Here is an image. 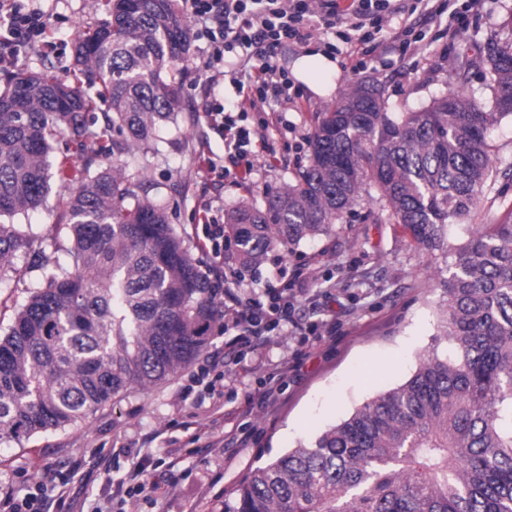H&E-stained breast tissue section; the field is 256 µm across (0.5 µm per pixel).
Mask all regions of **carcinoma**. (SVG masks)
Returning a JSON list of instances; mask_svg holds the SVG:
<instances>
[{"label": "carcinoma", "mask_w": 512, "mask_h": 512, "mask_svg": "<svg viewBox=\"0 0 512 512\" xmlns=\"http://www.w3.org/2000/svg\"><path fill=\"white\" fill-rule=\"evenodd\" d=\"M188 52L176 0H107L106 18L74 42L73 80L24 66L0 79V281L17 255L56 247L16 220L48 195L52 141L77 149L57 166L77 184L68 260L32 261L41 274L0 336V444L161 385L209 343L213 289L142 173L178 123ZM483 64L487 104L448 90L393 112L378 82L349 85L320 112L295 183L228 213L227 237L250 270L275 248L344 229L363 204L373 222L401 225L417 254L454 255L441 280L453 355L422 357L399 387L254 468L217 512H512V210L463 241L448 236L487 203L488 132L512 117V42L488 40Z\"/></svg>", "instance_id": "obj_1"}]
</instances>
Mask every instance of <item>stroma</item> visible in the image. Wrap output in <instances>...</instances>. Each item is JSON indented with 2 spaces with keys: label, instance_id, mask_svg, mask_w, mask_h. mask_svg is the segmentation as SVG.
I'll use <instances>...</instances> for the list:
<instances>
[{
  "label": "stroma",
  "instance_id": "35a3bbf8",
  "mask_svg": "<svg viewBox=\"0 0 512 512\" xmlns=\"http://www.w3.org/2000/svg\"><path fill=\"white\" fill-rule=\"evenodd\" d=\"M35 5L48 19L45 42L26 50L19 62L71 78V45L103 19V0H36ZM511 16L512 0H481L479 11L466 13L457 32L419 20L415 30L423 40L417 48L375 58L359 70L347 55H328L319 35L282 45L277 63L303 90L300 111L287 114L295 130L276 140L284 159H257L251 176L240 183H214L207 176L206 159L224 158V137L201 114L211 101H236L225 74L240 71L241 58L229 54L218 68L206 69L209 44L191 37L180 130L151 161L147 176L165 185L169 220L193 258L205 270L212 264L203 247L201 204L209 203L212 216L222 221L237 204L262 203L266 192L294 181L308 163V140L322 107L336 101L351 81H379L397 111L426 105L446 89L488 101L482 48L491 38L512 41L506 24ZM325 56L335 69L321 66ZM73 189L54 179L45 203L20 219L21 230L40 238L60 236V202ZM453 261L441 253L418 257L402 226L355 216L350 227L296 252L270 251L258 270L233 265L244 300L302 274L307 292L294 314L299 329L283 332L257 356L246 348L229 351L225 337L212 334L195 364H214L213 388L185 394L183 372L150 392L132 391L66 430L0 445V490L21 494L34 479L49 477L65 497L48 498L45 512H115L120 484L139 465L160 490L128 512H210L255 466L312 442L377 394L403 384L420 355L450 353L440 334L444 294L426 270ZM273 376L279 386L271 393L266 383ZM171 448L181 455L174 473L164 464Z\"/></svg>",
  "mask_w": 512,
  "mask_h": 512
}]
</instances>
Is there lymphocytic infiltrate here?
<instances>
[{
  "mask_svg": "<svg viewBox=\"0 0 512 512\" xmlns=\"http://www.w3.org/2000/svg\"><path fill=\"white\" fill-rule=\"evenodd\" d=\"M391 0H182L183 13L201 25V33L213 47V59L241 48L245 51L247 77L236 80L240 103L236 112L217 106L207 118L224 136L222 175L252 169V160L274 145L266 130L287 128L282 113L273 110L271 100L291 102L298 96L284 71L275 63L278 47L303 42L320 31L336 36L342 45L361 57L403 50L409 26L391 27ZM44 14L29 7L27 0H0V47L19 54L33 39L47 32ZM209 250L215 260L213 278L224 281L223 315L217 329L230 336L232 344L252 345L269 341L294 323L297 294L289 284L265 289L248 306H240L238 283L222 275L224 227L204 217Z\"/></svg>",
  "mask_w": 512,
  "mask_h": 512,
  "instance_id": "1",
  "label": "lymphocytic infiltrate"
}]
</instances>
